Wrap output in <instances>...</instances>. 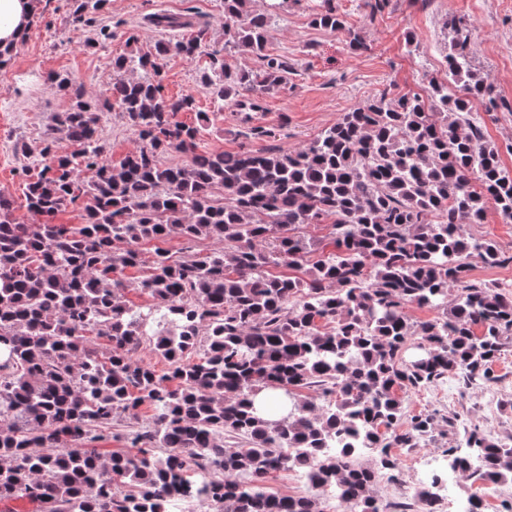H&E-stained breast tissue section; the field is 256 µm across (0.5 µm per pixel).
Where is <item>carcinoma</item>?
I'll use <instances>...</instances> for the list:
<instances>
[{"label": "carcinoma", "instance_id": "carcinoma-1", "mask_svg": "<svg viewBox=\"0 0 512 512\" xmlns=\"http://www.w3.org/2000/svg\"><path fill=\"white\" fill-rule=\"evenodd\" d=\"M332 2L312 8L313 25L345 28ZM73 6L80 19L106 0ZM276 9L224 0L228 42L261 66L233 71L210 52L202 85L215 101L253 112L288 84L293 68L267 53ZM144 20L197 34L112 60L105 101L139 145L119 166L103 163L101 113L57 73L52 83L76 101L54 131L76 150L45 146L26 183V207L45 221L17 222L0 192V501L27 498L43 512H169L176 500L210 512H321L314 494L266 490L270 475L295 468L310 472L311 488L333 490L342 512H385L377 469L395 470L392 449L438 426L435 412L405 413L402 395L448 377L496 383L494 364L512 348V289L469 276L473 258L512 262L471 231L490 203L512 220V172L473 116L475 100L487 112L499 104L472 64L468 25L451 21L444 75L427 98L382 93L295 151L226 153L200 149L204 113L197 125L176 120L195 110L193 96L163 94L167 56L203 53L208 23ZM170 151L188 161L162 163ZM79 202L84 223L52 222ZM173 235L224 248L184 259L155 251L146 283L160 323L143 336L116 274L139 263L141 242ZM411 306L433 317L413 322ZM145 343L165 372L133 359ZM418 347L425 357H406ZM278 390L288 414L260 416L255 397ZM304 390L322 403L299 399ZM144 404L152 427L130 437L141 456L90 447ZM334 438L361 444L373 464L325 451ZM465 445L491 468L467 477L512 480V448L491 432L475 426Z\"/></svg>", "mask_w": 512, "mask_h": 512}]
</instances>
